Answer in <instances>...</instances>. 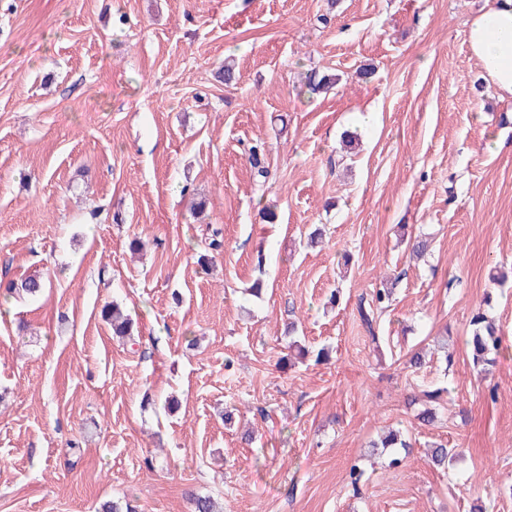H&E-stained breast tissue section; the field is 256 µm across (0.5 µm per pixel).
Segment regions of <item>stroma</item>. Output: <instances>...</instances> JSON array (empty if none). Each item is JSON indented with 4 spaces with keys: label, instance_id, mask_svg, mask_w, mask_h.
I'll return each instance as SVG.
<instances>
[{
    "label": "stroma",
    "instance_id": "1",
    "mask_svg": "<svg viewBox=\"0 0 512 512\" xmlns=\"http://www.w3.org/2000/svg\"><path fill=\"white\" fill-rule=\"evenodd\" d=\"M486 5L0 0V277L45 282L0 298V512H512V97L466 43ZM312 70L341 80L307 94ZM386 284L376 349L356 305ZM482 304L503 338L484 377ZM293 320L325 361L286 362ZM442 334L451 362L409 368ZM437 386L422 425L407 399ZM388 427L413 444L396 468L366 455ZM44 288V282L40 278L30 276L20 283L10 282L5 291V299L13 298L16 301L36 296ZM101 316L112 328L114 336H130L132 321L118 303H107L101 309ZM472 327L468 340L473 367L478 373L486 372V366L492 365L502 348V339L496 334L494 324L485 311L478 308L470 319Z\"/></svg>",
    "mask_w": 512,
    "mask_h": 512
}]
</instances>
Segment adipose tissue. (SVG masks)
Masks as SVG:
<instances>
[{
    "label": "adipose tissue",
    "instance_id": "adipose-tissue-1",
    "mask_svg": "<svg viewBox=\"0 0 512 512\" xmlns=\"http://www.w3.org/2000/svg\"><path fill=\"white\" fill-rule=\"evenodd\" d=\"M467 43L492 85L512 96V0H493L471 22Z\"/></svg>",
    "mask_w": 512,
    "mask_h": 512
}]
</instances>
